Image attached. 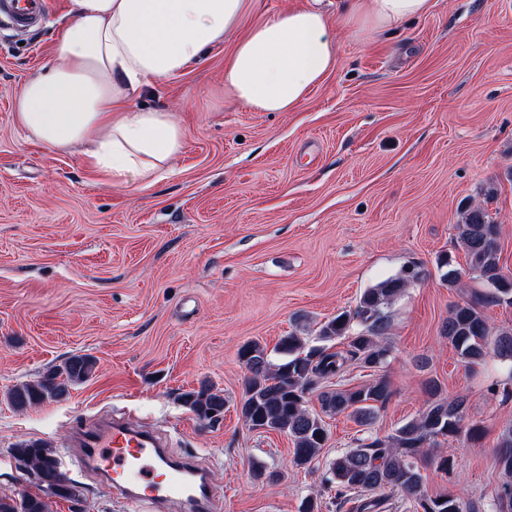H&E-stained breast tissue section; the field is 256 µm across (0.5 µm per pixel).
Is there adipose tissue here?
Wrapping results in <instances>:
<instances>
[{"mask_svg": "<svg viewBox=\"0 0 512 512\" xmlns=\"http://www.w3.org/2000/svg\"><path fill=\"white\" fill-rule=\"evenodd\" d=\"M247 0H69L68 22L40 74L25 83L16 119L29 138L75 150L108 183H151L185 147L174 112L130 107L151 82L195 66L233 39ZM433 0H348L346 20L379 33L428 14ZM224 86L255 112H293L338 66L322 0L274 15L233 39Z\"/></svg>", "mask_w": 512, "mask_h": 512, "instance_id": "adipose-tissue-1", "label": "adipose tissue"}]
</instances>
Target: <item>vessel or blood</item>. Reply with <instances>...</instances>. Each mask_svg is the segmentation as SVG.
Segmentation results:
<instances>
[{
	"mask_svg": "<svg viewBox=\"0 0 512 512\" xmlns=\"http://www.w3.org/2000/svg\"><path fill=\"white\" fill-rule=\"evenodd\" d=\"M46 13L45 0H0V20L29 32L39 28ZM78 463H95L108 486L119 491L133 508L178 504L189 512H223L224 498L193 458L172 459L151 433L122 421L87 426L82 435Z\"/></svg>",
	"mask_w": 512,
	"mask_h": 512,
	"instance_id": "1",
	"label": "vessel or blood"
}]
</instances>
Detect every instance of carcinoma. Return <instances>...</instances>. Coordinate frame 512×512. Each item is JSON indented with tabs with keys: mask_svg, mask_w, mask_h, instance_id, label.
<instances>
[{
	"mask_svg": "<svg viewBox=\"0 0 512 512\" xmlns=\"http://www.w3.org/2000/svg\"><path fill=\"white\" fill-rule=\"evenodd\" d=\"M457 242L467 258L468 270L490 287L486 293L452 309L444 327V336L462 362L473 369L489 352L512 360V333L495 332L483 308L489 304H512V277L500 266L498 227L485 208L470 206L457 224ZM441 279L454 288L461 272L452 261L443 258ZM420 271L410 266L402 273L386 278L361 295L356 308L342 311L324 322L316 344L292 333L281 338L277 350L285 356L279 364L271 362L266 348L257 342L239 349L246 369L240 413L253 430H271L287 434L293 441V461L299 466L312 462L325 446L328 432L325 422L311 412L306 397L318 379L338 375L350 361L367 369L383 368L390 356L389 346L380 341L388 329L385 309L418 279ZM343 339L347 350L330 352L328 344ZM96 359L87 354L69 356L60 365L48 368L37 380L22 383L7 392L9 403L18 410L66 395L69 387L87 381ZM391 395L387 379L380 375L369 384L349 389L323 392L322 412L349 413L361 423L373 418ZM183 406L197 419L210 425L224 416V395L203 383L197 390L179 395ZM466 399H435L416 418L402 424L384 438L367 436L358 445L333 460L331 476L326 479L335 489L336 502H357V512H385V492L400 494L422 512H474L470 503L443 495L431 497L424 490L420 463L428 453L437 451L440 441L465 435H478L480 425L468 421ZM20 468L33 476L50 492L65 500H77L80 492L60 472L51 449L43 442L21 443L14 449ZM498 464L512 475V428H505L498 448ZM497 512H512V481L502 485L497 495ZM44 499L29 493L16 498H0V512H47Z\"/></svg>",
	"mask_w": 512,
	"mask_h": 512,
	"instance_id": "carcinoma-1",
	"label": "carcinoma"
}]
</instances>
